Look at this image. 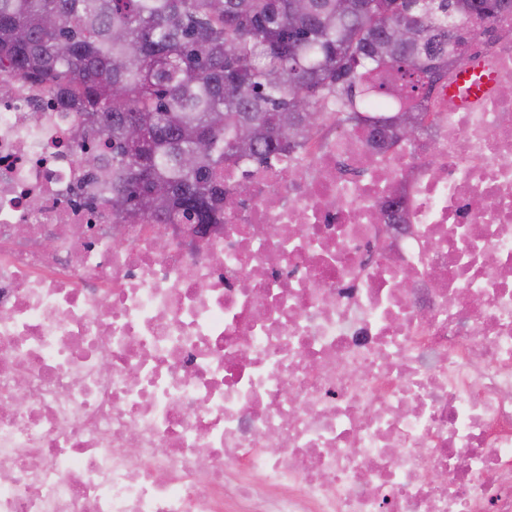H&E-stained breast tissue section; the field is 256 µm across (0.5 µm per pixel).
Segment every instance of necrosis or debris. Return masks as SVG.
Returning a JSON list of instances; mask_svg holds the SVG:
<instances>
[{"mask_svg":"<svg viewBox=\"0 0 512 512\" xmlns=\"http://www.w3.org/2000/svg\"><path fill=\"white\" fill-rule=\"evenodd\" d=\"M463 27L479 103L225 162L220 224L123 223L14 80L0 512H512V14Z\"/></svg>","mask_w":512,"mask_h":512,"instance_id":"1","label":"necrosis or debris"}]
</instances>
